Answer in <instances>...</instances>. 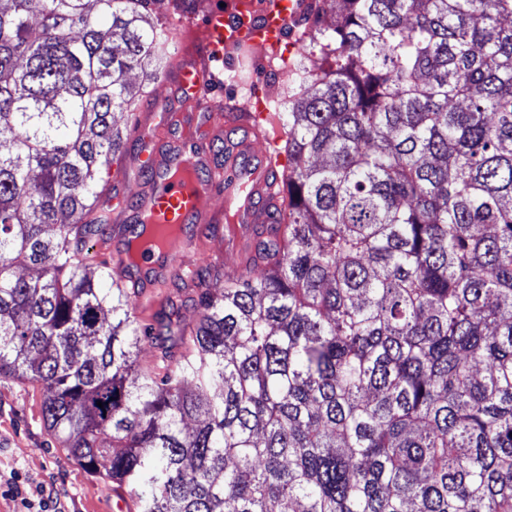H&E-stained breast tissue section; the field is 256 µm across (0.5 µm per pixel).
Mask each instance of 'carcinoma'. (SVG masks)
Returning <instances> with one entry per match:
<instances>
[{
    "instance_id": "obj_1",
    "label": "carcinoma",
    "mask_w": 512,
    "mask_h": 512,
    "mask_svg": "<svg viewBox=\"0 0 512 512\" xmlns=\"http://www.w3.org/2000/svg\"><path fill=\"white\" fill-rule=\"evenodd\" d=\"M151 2L0 0V377L140 512H512V0H325L263 275L202 269L192 324L85 261Z\"/></svg>"
}]
</instances>
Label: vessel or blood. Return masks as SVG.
I'll return each mask as SVG.
<instances>
[{
  "label": "vessel or blood",
  "instance_id": "obj_1",
  "mask_svg": "<svg viewBox=\"0 0 512 512\" xmlns=\"http://www.w3.org/2000/svg\"><path fill=\"white\" fill-rule=\"evenodd\" d=\"M290 16L279 21H254L245 0H231L230 9H210L203 22L187 23L172 32L179 44V68L173 80H161L159 95L176 91L195 102L191 112H167L150 135L133 130L141 147L135 157L139 168L151 171L154 187L137 197L134 210H126L114 199L113 214L132 224H264L278 198L270 179L266 157L254 153V143L245 141L226 148L223 165L210 157V131L232 123L233 114L220 112L210 95L219 78L212 63L222 61L225 51L263 48L277 57ZM176 133L177 144H169L166 132ZM195 240L183 236L172 247L154 252L140 262L135 275L142 289L141 302L152 300L150 286L166 279L171 269L187 264Z\"/></svg>",
  "mask_w": 512,
  "mask_h": 512
}]
</instances>
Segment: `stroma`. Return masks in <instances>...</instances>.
Returning <instances> with one entry per match:
<instances>
[{
  "label": "stroma",
  "instance_id": "stroma-1",
  "mask_svg": "<svg viewBox=\"0 0 512 512\" xmlns=\"http://www.w3.org/2000/svg\"><path fill=\"white\" fill-rule=\"evenodd\" d=\"M220 70L240 71L244 81L220 83L218 96L228 105L242 104L246 87L264 92L284 85V74H270L260 54L241 57L225 53ZM258 227L243 225L231 237L226 225H208L199 235V248L225 276L252 274L247 266ZM43 385L15 378L0 379V512H118L124 488L87 472L55 441L42 418Z\"/></svg>",
  "mask_w": 512,
  "mask_h": 512
}]
</instances>
